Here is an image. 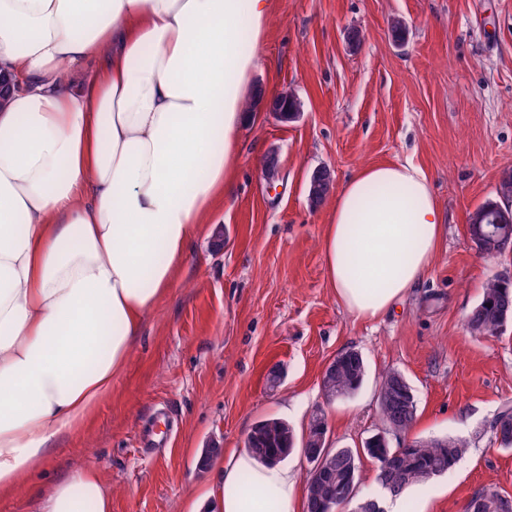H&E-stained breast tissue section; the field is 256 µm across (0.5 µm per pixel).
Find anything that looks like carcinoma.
<instances>
[{
  "label": "carcinoma",
  "instance_id": "obj_1",
  "mask_svg": "<svg viewBox=\"0 0 512 512\" xmlns=\"http://www.w3.org/2000/svg\"><path fill=\"white\" fill-rule=\"evenodd\" d=\"M315 182L316 186L308 191V197L311 204L317 206L331 191L330 172L323 171L315 178ZM498 219L512 221V211L502 209L500 204L493 201L484 203L471 214L469 231L479 252L498 254L512 248V226L499 225L496 223ZM508 324H512V280L491 279L483 289L481 300L470 313L467 329L473 336H497L502 333L503 326ZM364 376V360L356 358V352L348 351L336 369V375L330 380V388L350 395L359 388ZM405 383V377L397 379L391 371L381 376V387L391 393L392 400L388 406L380 408V419L389 416L399 422L403 431L408 432L415 423L417 405L408 407L400 401L399 392ZM466 447V441L450 438L445 448L436 447L432 440H416L411 447L400 450L386 448L381 442L369 439L364 442L361 453L349 448L330 451V467L336 472V486L344 488L359 482L360 455L376 463L390 459L400 470L397 481L403 491L411 485L447 472L460 460ZM245 448L264 463H273L277 459L282 461L295 449L293 429L282 419H263L248 434ZM330 506L332 501L321 484L316 489L315 498L308 500V508L310 512H326Z\"/></svg>",
  "mask_w": 512,
  "mask_h": 512
}]
</instances>
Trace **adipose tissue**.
<instances>
[{
	"mask_svg": "<svg viewBox=\"0 0 512 512\" xmlns=\"http://www.w3.org/2000/svg\"><path fill=\"white\" fill-rule=\"evenodd\" d=\"M271 2L0 0V495L85 428L223 206ZM442 220L420 166L359 170L322 242L338 301L387 315L430 271ZM305 498L294 471L235 449L185 512ZM111 508L87 467L37 512Z\"/></svg>",
	"mask_w": 512,
	"mask_h": 512,
	"instance_id": "obj_1",
	"label": "adipose tissue"
}]
</instances>
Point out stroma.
<instances>
[{"instance_id": "35a3bbf8", "label": "stroma", "mask_w": 512, "mask_h": 512, "mask_svg": "<svg viewBox=\"0 0 512 512\" xmlns=\"http://www.w3.org/2000/svg\"><path fill=\"white\" fill-rule=\"evenodd\" d=\"M352 30L361 35L354 46ZM250 85L294 93L298 118L257 111L230 197L194 239L111 397L55 443L48 466L0 497V512H33L49 485L86 466L111 489L112 512H181L211 483L202 449L243 447L266 418L287 421L301 441L320 413L331 447L361 449L380 424L389 370L414 390L412 437L467 443L454 468L404 491L406 512H465L486 489L512 498V449L493 431L512 407V325L489 338L465 326L485 283L512 277V251L480 254L469 232L471 213L497 199L512 171V0H272ZM408 159L444 212L440 249L391 313L358 319L326 279L334 199L311 205L309 181L325 167L338 189L362 168ZM349 350L365 360L364 381L326 403L323 370ZM274 365L282 380L272 390Z\"/></svg>"}]
</instances>
